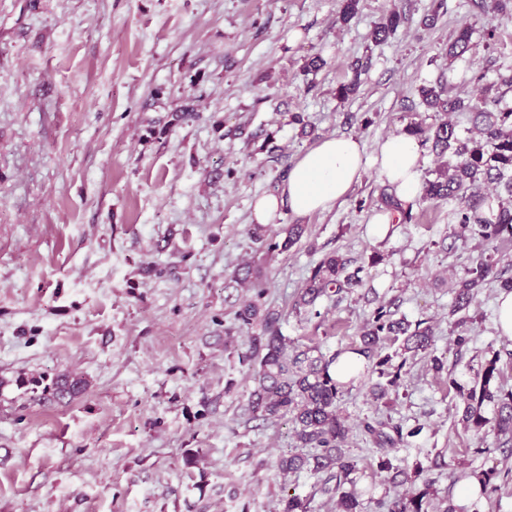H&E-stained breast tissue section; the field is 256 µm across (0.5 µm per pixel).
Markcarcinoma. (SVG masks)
I'll use <instances>...</instances> for the list:
<instances>
[{
	"instance_id": "1",
	"label": "carcinoma",
	"mask_w": 512,
	"mask_h": 512,
	"mask_svg": "<svg viewBox=\"0 0 512 512\" xmlns=\"http://www.w3.org/2000/svg\"><path fill=\"white\" fill-rule=\"evenodd\" d=\"M401 21L398 12H389L373 31V39L387 40ZM470 45V28L463 26L448 45V56L460 58L470 50ZM418 93L421 103L429 110L446 115L468 113L472 128L477 132L475 137H464L447 119L427 127L414 123L405 129L406 133L417 137L421 145H430L443 159L437 177L423 183L420 197L457 201L455 215L459 230L453 231V236L464 242L478 241L477 254L469 258L451 288L450 315L455 317L456 329L454 343L462 348L471 341L468 324L473 322V317L469 311L475 306L480 290L496 282L499 290L512 291V276L507 279L497 276L500 259L497 250L488 249L491 244L512 241V204H505L502 198L504 192L512 197V106L505 102L502 94L476 100L452 96L440 82L422 85ZM486 184L502 187L504 192H486L483 190ZM303 232L302 225H289L288 236L278 245L267 242L266 226L255 224L249 229L252 240L266 247L269 256L279 248L291 247ZM380 261L382 256L375 253L350 271V260L337 252L327 254L311 270L295 308L310 312L324 296L363 286L369 269ZM231 282L252 293L234 314L239 328L250 331L236 350L239 365L247 369L254 383L247 411L251 418L270 423L291 417L296 447L313 449L311 454L280 456L276 462L278 470L284 474L304 469L323 473L326 475L323 492L336 495V512H363V496L367 491L357 488V462L345 451L349 428L337 412V402L347 383L357 377L377 376L378 381L371 385L369 392L378 400L397 390L407 357L426 352L433 346L432 327L424 320L412 323L404 316L398 318L396 312L384 304L378 306L361 326L359 342L349 348L363 358L356 369V377L341 383L330 373L340 353L327 355L318 344L301 346L282 334L281 314L267 307L264 301L269 281L262 267L241 264L231 275ZM314 316H320V312H314ZM255 325L258 331L253 333L251 329ZM394 344L398 345L397 350L391 354L384 352ZM397 357L400 358L398 363L395 362ZM499 361L500 353L496 351L481 366L472 385L465 387L452 377L449 385L458 394L460 403L456 410L465 429L479 432L492 422L497 434L503 437L500 445L512 447V390H504L500 383ZM83 385L81 379L64 375L56 382V393L74 395ZM489 407L494 411L492 419L486 417ZM362 431L376 446L378 468L394 471L392 479L400 476L401 483L411 485L403 494L378 501V512H463L452 503L439 509L433 507L431 481L423 477L433 468L446 466L444 451L435 452L431 465L426 468L420 462L410 471L393 466L391 453L407 445V438L416 436L421 428L406 431L399 423L373 418L363 422ZM472 475L480 480L479 498L490 501L492 494L498 491L497 469L474 471ZM281 512H310V500L290 496L282 501Z\"/></svg>"
}]
</instances>
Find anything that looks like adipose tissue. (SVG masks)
Returning <instances> with one entry per match:
<instances>
[{
	"mask_svg": "<svg viewBox=\"0 0 512 512\" xmlns=\"http://www.w3.org/2000/svg\"><path fill=\"white\" fill-rule=\"evenodd\" d=\"M421 162L418 139L406 133L387 137L371 155L359 139H323L296 160L276 192L257 199L255 221L276 223L286 209L299 216L329 209L348 194L369 166L394 187L399 200H413L421 190Z\"/></svg>",
	"mask_w": 512,
	"mask_h": 512,
	"instance_id": "obj_1",
	"label": "adipose tissue"
}]
</instances>
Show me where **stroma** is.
I'll use <instances>...</instances> for the list:
<instances>
[{
  "instance_id": "stroma-1",
  "label": "stroma",
  "mask_w": 512,
  "mask_h": 512,
  "mask_svg": "<svg viewBox=\"0 0 512 512\" xmlns=\"http://www.w3.org/2000/svg\"><path fill=\"white\" fill-rule=\"evenodd\" d=\"M392 10L401 25L375 43ZM339 11V0H0V512H279L293 494L335 512L320 476L275 467L295 448L292 422L247 412L253 382L233 353L244 294L230 282L244 261L266 262V302L299 343L346 347L392 300L433 327L397 395L374 400L359 379L338 403L372 497L364 512L405 491L377 467L360 427L369 416L419 428L395 466L445 449L448 466L431 477L450 498L461 472L512 470L494 432L458 423L448 388L471 385L496 351L512 387L496 285L470 311L467 347L453 342L450 276L472 253L448 236L455 201L414 199L410 220L369 238L388 190L369 167L331 209L283 212L272 241L291 224L306 231L272 261L247 234L257 198L320 140L353 136L374 151L411 121L434 123L421 85L442 78L480 98L512 75V12L360 0L344 23ZM464 25L471 49L451 58ZM316 55L325 64L313 71ZM356 60L361 84L339 98ZM334 251L382 254L371 287L296 313L297 292ZM62 375L83 391L55 397Z\"/></svg>"
}]
</instances>
